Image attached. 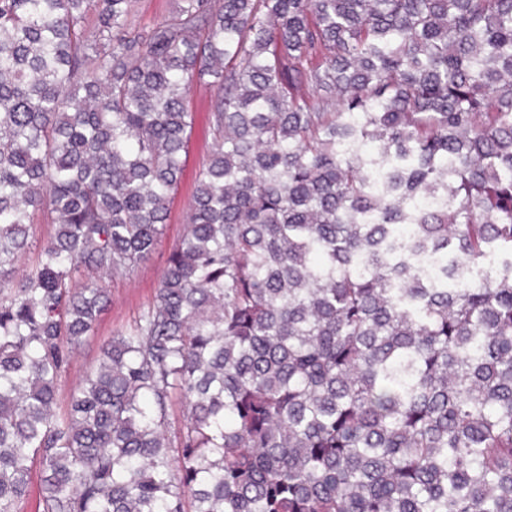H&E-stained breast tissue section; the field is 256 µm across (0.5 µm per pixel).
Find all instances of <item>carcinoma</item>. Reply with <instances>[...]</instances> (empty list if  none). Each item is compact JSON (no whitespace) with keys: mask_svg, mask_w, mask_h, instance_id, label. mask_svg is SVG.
Returning a JSON list of instances; mask_svg holds the SVG:
<instances>
[{"mask_svg":"<svg viewBox=\"0 0 512 512\" xmlns=\"http://www.w3.org/2000/svg\"><path fill=\"white\" fill-rule=\"evenodd\" d=\"M132 5L0 0V512H512V0ZM130 16L132 26L152 27L167 18L175 7V0H135ZM215 92L205 85H195L187 95V104L194 113V126L185 172L178 190L172 195L169 217L162 236L154 249L130 273L104 279L110 303L100 314L94 335L89 336L77 353L67 372L59 382L62 405L71 391L81 381L85 371L96 363L102 345L125 330L133 320L155 299L159 280L172 250L182 239L186 224L195 178L205 164L211 149L208 133L209 117L214 112ZM48 221L49 220H47V218H45L43 215H39L34 219L29 244L30 249L27 251V254L20 264L21 269L25 268L26 265L34 260L35 252L37 251V245L43 238L47 237L52 230V227L50 224H48Z\"/></svg>","mask_w":512,"mask_h":512,"instance_id":"obj_1","label":"carcinoma"}]
</instances>
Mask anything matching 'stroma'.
I'll return each mask as SVG.
<instances>
[{
	"label": "stroma",
	"instance_id": "obj_1",
	"mask_svg": "<svg viewBox=\"0 0 512 512\" xmlns=\"http://www.w3.org/2000/svg\"><path fill=\"white\" fill-rule=\"evenodd\" d=\"M215 101L216 95L208 86L197 85L190 89L187 104L194 114L193 133L184 176L171 198L169 217L163 234L149 255L136 264L130 273L105 278L104 284L109 291L110 302L100 314L93 336L87 338L67 372L63 374L59 382L61 399H68L85 371L96 363L102 345L125 330L153 302L168 257L184 235L195 178L211 149L208 126Z\"/></svg>",
	"mask_w": 512,
	"mask_h": 512
}]
</instances>
